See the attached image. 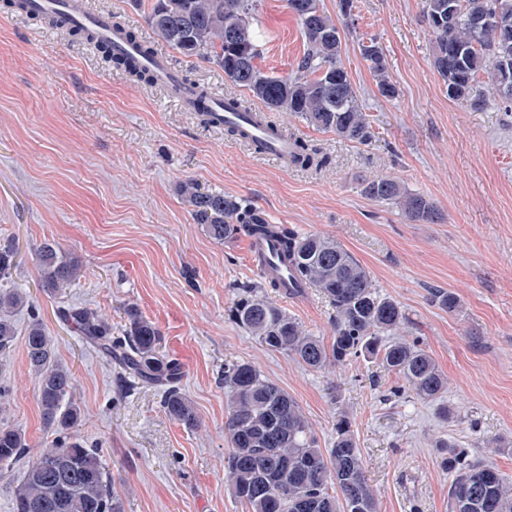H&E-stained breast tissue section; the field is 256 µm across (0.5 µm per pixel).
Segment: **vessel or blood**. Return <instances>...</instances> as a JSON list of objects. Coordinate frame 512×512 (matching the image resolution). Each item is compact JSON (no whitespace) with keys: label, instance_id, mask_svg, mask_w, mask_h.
<instances>
[{"label":"vessel or blood","instance_id":"obj_1","mask_svg":"<svg viewBox=\"0 0 512 512\" xmlns=\"http://www.w3.org/2000/svg\"><path fill=\"white\" fill-rule=\"evenodd\" d=\"M26 10L47 18H64L69 25L89 31L88 42L91 46L109 44L115 52L130 54L135 52L134 44L113 31L107 15L91 11L85 0H26ZM145 64L156 75L157 84L166 88L172 99L182 107L193 108L197 101L194 86L183 82L179 73L174 70L163 53H155L147 57ZM211 116L213 126L221 128L235 125L247 128L251 141L261 143L262 154L280 166H287L291 145L288 138L278 134L272 127L254 122L250 113L234 112L226 108L222 96L210 95L205 103ZM251 256L263 257L268 274L275 279L281 290H288L292 283L288 279V267L278 255L275 240H255L250 242Z\"/></svg>","mask_w":512,"mask_h":512}]
</instances>
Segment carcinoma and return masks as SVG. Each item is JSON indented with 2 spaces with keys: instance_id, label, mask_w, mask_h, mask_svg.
Wrapping results in <instances>:
<instances>
[{
  "instance_id": "cac0c4a2",
  "label": "carcinoma",
  "mask_w": 512,
  "mask_h": 512,
  "mask_svg": "<svg viewBox=\"0 0 512 512\" xmlns=\"http://www.w3.org/2000/svg\"><path fill=\"white\" fill-rule=\"evenodd\" d=\"M257 2L152 0L147 21L182 55L213 64L243 88L248 98L234 99L232 105L254 113V121L261 120V110L252 107V100L340 139L369 143L374 133L340 62L339 28L320 0H304L306 13L293 14L305 50L288 76L270 75L257 63L261 48L252 26ZM422 12L433 37L432 64L448 97L482 107L483 73L504 106L511 108L512 90L503 84H512V0H422ZM102 53L115 69L141 82L153 81L134 59L107 48ZM362 54L379 94L395 97L382 49L370 43L362 46ZM292 161L308 169L324 164L323 156L300 139L294 141ZM362 191L371 200L397 205L409 221L430 224L438 219L429 198L408 191L395 179H367ZM179 193L192 207L196 223L216 242L252 233L276 238L280 253L288 258L291 279L300 284L290 295H303L305 285L332 308L333 336L326 343L268 296L265 289L277 293L279 288L260 276L233 286L236 299L228 315L241 329L310 370L364 357L401 378L416 398H442L448 378L417 339L397 335L407 322L405 310L381 293L369 271L341 242L271 224L247 199L206 190L192 179L180 183ZM16 255L12 242L0 243V354L12 350L18 335L15 316L27 304L26 294L9 284ZM38 260L44 287L53 292L70 287L82 269L80 259L62 254L49 240L38 248ZM58 313L85 344L113 364L123 385L141 382L160 388L161 407L169 418L188 428L198 425L195 407L182 389L181 363L162 350L158 328L136 308L125 309L121 336L112 335L108 319L86 307L69 305ZM23 339L42 420L58 440L28 464L13 489L11 512H124L103 455L71 436L82 409L73 399L72 373L56 360L52 337L34 320L24 329ZM224 393V471L231 494L247 512H378L348 412H339L334 439L323 450L298 401L255 366L224 364ZM440 447L449 480L448 512H512L511 480L452 440ZM26 448L20 430L1 426L0 470L13 467Z\"/></svg>"
}]
</instances>
